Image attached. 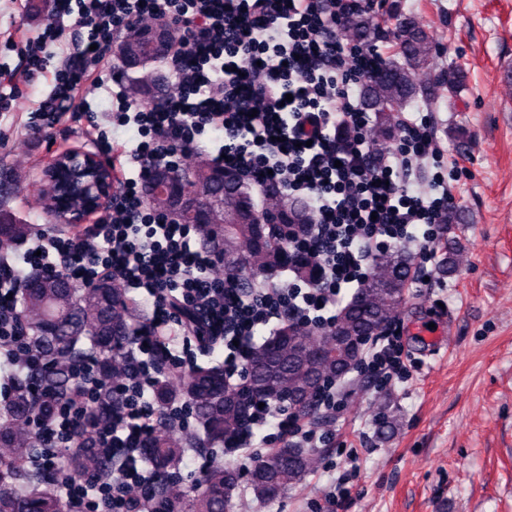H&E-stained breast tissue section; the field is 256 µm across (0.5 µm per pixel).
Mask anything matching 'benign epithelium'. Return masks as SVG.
I'll return each mask as SVG.
<instances>
[{
    "mask_svg": "<svg viewBox=\"0 0 512 512\" xmlns=\"http://www.w3.org/2000/svg\"><path fill=\"white\" fill-rule=\"evenodd\" d=\"M172 30L161 25L149 36L148 42L139 49H128L113 41V53L129 65H142L152 58L165 54L170 49ZM176 174L161 171L153 177L147 195L152 197L162 191L168 196L170 212L203 214L221 202L223 195L209 187L199 188L195 193L182 192V181ZM38 178L56 183L50 199L44 207L57 224H85L94 215H103L112 204V166L98 152L87 148H76L62 152L43 167Z\"/></svg>",
    "mask_w": 512,
    "mask_h": 512,
    "instance_id": "obj_1",
    "label": "benign epithelium"
}]
</instances>
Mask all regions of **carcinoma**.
<instances>
[{"label": "carcinoma", "instance_id": "cac0c4a2", "mask_svg": "<svg viewBox=\"0 0 512 512\" xmlns=\"http://www.w3.org/2000/svg\"><path fill=\"white\" fill-rule=\"evenodd\" d=\"M357 46L374 40L381 30L391 37L392 49L377 75L365 80L364 100L376 113L379 134L390 140L400 126L399 109L418 97L431 98L443 87L454 93L464 82L462 71L448 73L445 82L421 85L414 70L428 66L436 52L433 37L414 19L385 13L374 17L354 11L346 25ZM193 184L224 185V166L206 152L193 155L191 171L183 173ZM254 186L239 180L224 192V211L205 218L200 225V244L222 258L224 275L238 279L244 288H262L280 270L290 266L288 245L294 227L310 219L309 208L283 191L263 190V209L274 215L275 224L253 220ZM448 225L446 260L442 270L452 273L461 251L456 225L457 213L439 217ZM299 278L309 275L308 263L290 266ZM22 294V320L33 345L51 361L42 375L46 385L60 398L69 396L77 382L72 366L83 358L106 359L107 380L117 383L124 374V359L113 355L123 337L132 336L147 324L146 305L130 296L123 285L101 277L92 285H77L70 278L32 275L19 267L15 271ZM415 279V267L402 249L378 252L369 272L360 281L352 299L342 307L338 324L318 332L294 321H285L274 336L248 359L245 377L252 389L246 393L224 386V363L213 359L207 366H195L178 379L160 384L156 400L164 405L183 397L199 422L203 435L187 433L177 419L162 418L147 463L154 471L153 492L163 512H229L239 494L242 480L255 497L274 501L291 487L303 484L314 473L318 456L313 450L283 443L268 450L247 475L222 461L214 462L200 483L182 489L172 470L189 448L204 444L224 445L240 431L252 400L285 406L299 419L311 420L318 410L317 397L330 384L355 369L362 360L367 337H375L393 319L407 298V285ZM32 410L21 389L0 403V512H64L62 500L42 473L30 476L32 484L21 489L11 479L22 473L34 447L33 436L23 428ZM86 418L94 424L112 422V394L87 408ZM63 469L71 479L95 476L110 481L120 472L119 463L97 450L92 428L78 437L76 449L66 456Z\"/></svg>", "mask_w": 512, "mask_h": 512}]
</instances>
